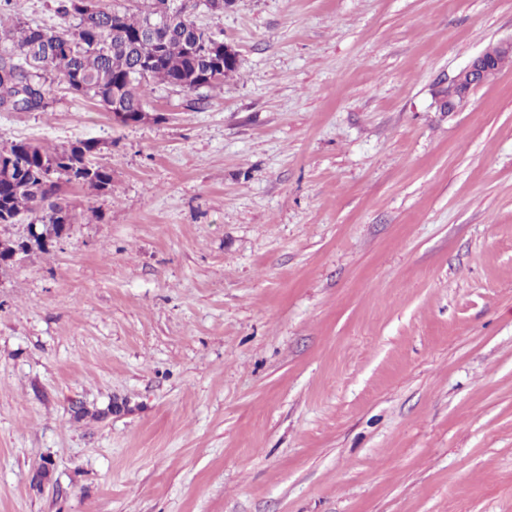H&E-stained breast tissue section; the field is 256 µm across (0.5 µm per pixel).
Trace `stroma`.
<instances>
[{"instance_id":"35a3bbf8","label":"stroma","mask_w":512,"mask_h":512,"mask_svg":"<svg viewBox=\"0 0 512 512\" xmlns=\"http://www.w3.org/2000/svg\"><path fill=\"white\" fill-rule=\"evenodd\" d=\"M197 21L238 69L150 120L0 112L112 170L0 271V512H512V63L440 109L512 0Z\"/></svg>"}]
</instances>
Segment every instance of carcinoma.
I'll return each instance as SVG.
<instances>
[{
    "label": "carcinoma",
    "instance_id": "carcinoma-1",
    "mask_svg": "<svg viewBox=\"0 0 512 512\" xmlns=\"http://www.w3.org/2000/svg\"><path fill=\"white\" fill-rule=\"evenodd\" d=\"M81 0H54L58 22L33 26L20 17L0 19V112L43 111L53 83L106 111L140 112L153 82L193 91L224 82L238 68L224 57V42L194 19L221 14L217 0H100L84 15ZM97 140L52 148L30 142L0 147V225L26 213L65 222L72 212L61 181L112 191V170L96 161Z\"/></svg>",
    "mask_w": 512,
    "mask_h": 512
}]
</instances>
